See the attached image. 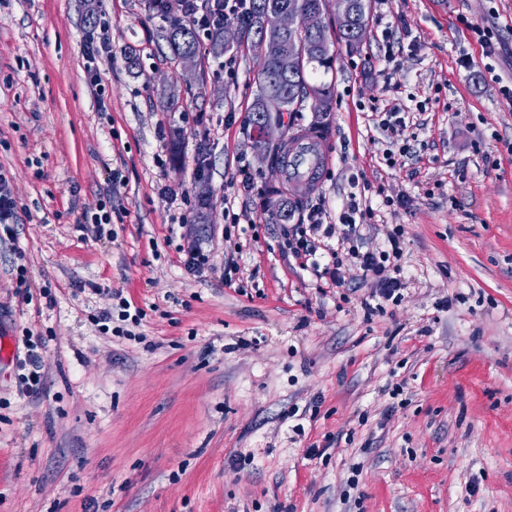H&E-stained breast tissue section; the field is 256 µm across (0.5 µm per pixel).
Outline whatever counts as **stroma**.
I'll return each instance as SVG.
<instances>
[{
	"mask_svg": "<svg viewBox=\"0 0 512 512\" xmlns=\"http://www.w3.org/2000/svg\"><path fill=\"white\" fill-rule=\"evenodd\" d=\"M468 21L498 26L493 57ZM104 25L105 112L84 56ZM168 27L145 0H0L20 215L0 244V512H512V0H371L360 50L336 47L332 158L288 195L333 224L357 183L374 212L358 245L402 228L404 298L373 314L356 267L339 288L282 249L254 54L188 65ZM395 106L412 153L392 168ZM178 184L209 198L185 225ZM106 196L99 237L80 218ZM194 248L209 261L191 271ZM117 290L144 312L136 336L94 321Z\"/></svg>",
	"mask_w": 512,
	"mask_h": 512,
	"instance_id": "1",
	"label": "stroma"
}]
</instances>
